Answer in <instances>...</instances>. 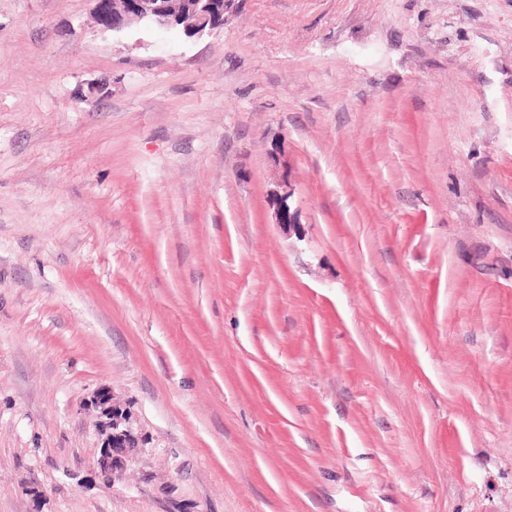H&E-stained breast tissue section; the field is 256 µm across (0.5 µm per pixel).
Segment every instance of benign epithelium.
<instances>
[{
    "mask_svg": "<svg viewBox=\"0 0 512 512\" xmlns=\"http://www.w3.org/2000/svg\"><path fill=\"white\" fill-rule=\"evenodd\" d=\"M94 18L100 31L116 35L137 22L158 30L180 28L185 36L200 38L224 27V0H95ZM290 197L288 187L276 196L274 205L279 224L294 223L288 204ZM90 406L102 417V458L111 468L135 447L130 416L106 390L99 391Z\"/></svg>",
    "mask_w": 512,
    "mask_h": 512,
    "instance_id": "obj_1",
    "label": "benign epithelium"
}]
</instances>
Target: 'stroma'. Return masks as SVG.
Masks as SVG:
<instances>
[{
  "mask_svg": "<svg viewBox=\"0 0 512 512\" xmlns=\"http://www.w3.org/2000/svg\"><path fill=\"white\" fill-rule=\"evenodd\" d=\"M93 7L0 0V512H512V0ZM96 26L122 34L131 23L166 30L181 28L200 38L224 27V0H94ZM104 427V439L101 446L103 462L113 470L117 460L120 462L130 448H135V436L130 429V416L118 403L114 402L110 392L99 391L90 403Z\"/></svg>",
  "mask_w": 512,
  "mask_h": 512,
  "instance_id": "obj_1",
  "label": "stroma"
}]
</instances>
